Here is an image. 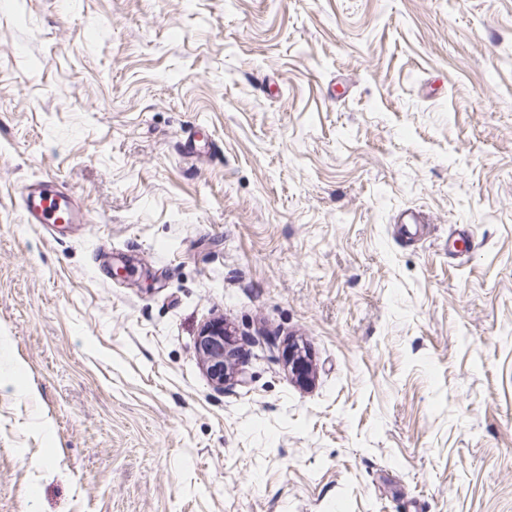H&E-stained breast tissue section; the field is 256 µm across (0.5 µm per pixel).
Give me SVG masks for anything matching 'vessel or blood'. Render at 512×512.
<instances>
[{
	"label": "vessel or blood",
	"mask_w": 512,
	"mask_h": 512,
	"mask_svg": "<svg viewBox=\"0 0 512 512\" xmlns=\"http://www.w3.org/2000/svg\"><path fill=\"white\" fill-rule=\"evenodd\" d=\"M21 209L25 223L42 225L83 224L88 220L86 211L71 196L60 191L51 179L39 178L25 183L20 192ZM476 241L469 225H458L448 238V252L460 256L472 251Z\"/></svg>",
	"instance_id": "b4317fda"
}]
</instances>
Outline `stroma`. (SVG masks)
Here are the masks:
<instances>
[{
    "instance_id": "obj_1",
    "label": "stroma",
    "mask_w": 512,
    "mask_h": 512,
    "mask_svg": "<svg viewBox=\"0 0 512 512\" xmlns=\"http://www.w3.org/2000/svg\"><path fill=\"white\" fill-rule=\"evenodd\" d=\"M0 512H512V0H0ZM24 222L42 225L85 224L87 212L71 196L60 191L49 178H39L25 183L20 192ZM63 209L66 218L57 216ZM458 243L464 245V249L458 248ZM477 244L472 235L470 225L459 224L454 235L448 237V254L455 258L462 253L471 252L476 248ZM224 336L229 334L224 331L223 321H213L202 330L197 343L198 351L206 361L210 377L219 386H224V372L228 358Z\"/></svg>"
}]
</instances>
